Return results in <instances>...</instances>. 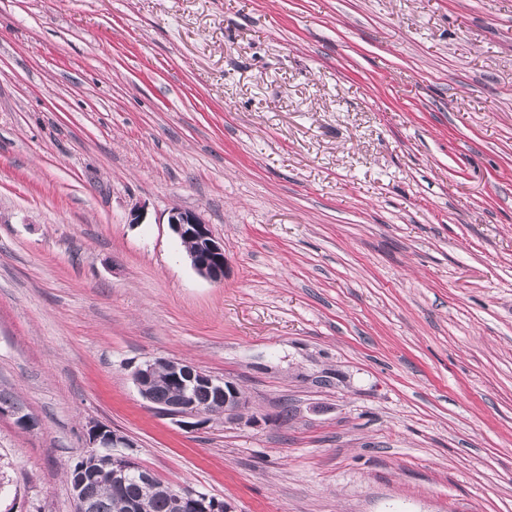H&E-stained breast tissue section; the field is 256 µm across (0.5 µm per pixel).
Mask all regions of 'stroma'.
I'll return each instance as SVG.
<instances>
[{"instance_id":"stroma-1","label":"stroma","mask_w":512,"mask_h":512,"mask_svg":"<svg viewBox=\"0 0 512 512\" xmlns=\"http://www.w3.org/2000/svg\"><path fill=\"white\" fill-rule=\"evenodd\" d=\"M0 392V512L98 423L236 512H512V0H0ZM168 224L181 240H190L193 248L188 257L193 269L203 278L212 282L224 279V242L214 236L208 224L193 211L174 210ZM161 366L166 369L174 380L180 382L183 377L192 384L196 383L207 387L209 390L215 391L221 398L220 403L222 408L220 414H224V418L233 419L238 411L246 404V400L241 391L234 383L226 379H217L196 366L187 365L178 359L145 361L132 372L133 380L141 396L146 401L155 405L156 408L166 416L195 419L202 416H212V413L202 405L197 404L192 396L188 394L189 387L185 382L182 383L185 390H183L180 396L175 397L181 393L182 386L177 382H168L164 369L158 370V381L153 387L155 399L163 404L155 402L152 394V386L155 378L154 374ZM207 388H192L190 393L199 403L211 407L212 412H216L219 408V401L216 395Z\"/></svg>"}]
</instances>
